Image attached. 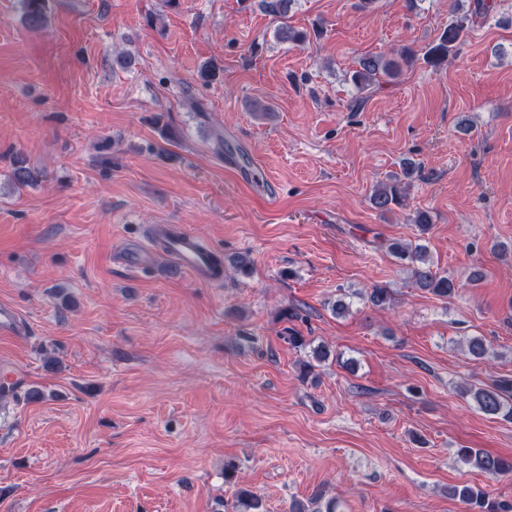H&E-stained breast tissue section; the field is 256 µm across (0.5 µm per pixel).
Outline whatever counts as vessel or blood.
<instances>
[{"label":"vessel or blood","instance_id":"vessel-or-blood-1","mask_svg":"<svg viewBox=\"0 0 512 512\" xmlns=\"http://www.w3.org/2000/svg\"><path fill=\"white\" fill-rule=\"evenodd\" d=\"M148 238L162 240L178 267L194 279L213 284L221 281L222 274L215 268L214 251L193 234L179 230L163 237L154 227L149 230Z\"/></svg>","mask_w":512,"mask_h":512}]
</instances>
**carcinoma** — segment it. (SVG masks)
<instances>
[{
	"instance_id": "cac0c4a2",
	"label": "carcinoma",
	"mask_w": 512,
	"mask_h": 512,
	"mask_svg": "<svg viewBox=\"0 0 512 512\" xmlns=\"http://www.w3.org/2000/svg\"><path fill=\"white\" fill-rule=\"evenodd\" d=\"M22 18L27 27L39 29L48 21V0H18ZM297 0H259L260 9L276 20L288 17ZM474 8L460 12L448 24L438 38L428 46L423 54V60L435 67L448 62V58L456 53L470 30L473 19L477 15H486L493 8L491 0H473ZM313 32L295 31L287 24H282L276 30L277 38L282 42L304 44L310 40ZM418 61L417 53L411 48L402 49L398 56L386 59L381 55H367L360 59L359 68L351 74L352 82L361 90L378 81L379 77L396 76L401 66L410 67ZM42 174L27 164L20 154L13 155L8 179L17 188L31 186L40 181ZM404 193L402 182L395 179L389 183L377 185L369 200L374 209L389 212L394 207L402 205ZM392 256L408 268L412 284L431 293L441 300H448L456 295L460 285L454 279L433 269L428 259L427 247L423 244L392 243L388 247ZM368 302L383 308L391 304L393 294L384 285H375L367 297ZM468 353L475 359H483L489 355V348L481 336H472L466 341ZM478 410L483 414L512 422V377H495L489 384L474 385L463 391ZM456 455L464 464L490 477H500L512 474V459L493 455L485 450L476 448H458ZM448 496L460 501L467 507V512H512V507L497 501L490 494L478 487L463 485L448 488ZM322 494L316 493L306 500L292 498L288 502L287 512H337L338 502L330 499L321 503ZM261 503L256 494L248 490L237 492L236 507L239 512H259Z\"/></svg>"
}]
</instances>
